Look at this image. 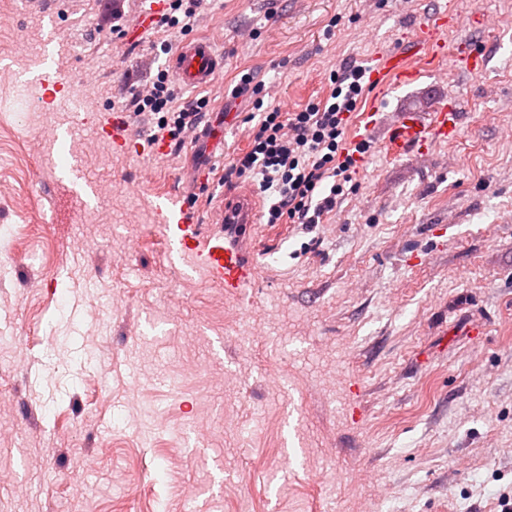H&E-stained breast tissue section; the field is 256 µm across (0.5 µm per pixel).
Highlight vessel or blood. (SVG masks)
<instances>
[{
  "instance_id": "vessel-or-blood-1",
  "label": "vessel or blood",
  "mask_w": 512,
  "mask_h": 512,
  "mask_svg": "<svg viewBox=\"0 0 512 512\" xmlns=\"http://www.w3.org/2000/svg\"><path fill=\"white\" fill-rule=\"evenodd\" d=\"M457 18L447 9L435 10L425 20L415 23L409 45L381 56L372 72L373 89L383 92L419 81L423 70L435 69L439 74L448 71H477L486 60L482 54L467 48L449 51L444 35L455 27ZM224 66L209 41L191 38L184 41L171 57V72L183 85L197 88L208 85ZM465 103L457 97L437 103L432 110H406L391 129L384 147L389 156L414 154L426 157L439 145L452 141L459 130ZM93 132L109 137L121 151L130 149L132 136L122 117L111 123H91ZM162 228L183 225L188 221L183 194L158 195L155 205ZM212 223L231 225L230 234H215L203 257L210 278L235 294H242L255 285L252 262L246 255V241L255 224V206L249 195L232 196L222 200L211 218Z\"/></svg>"
}]
</instances>
